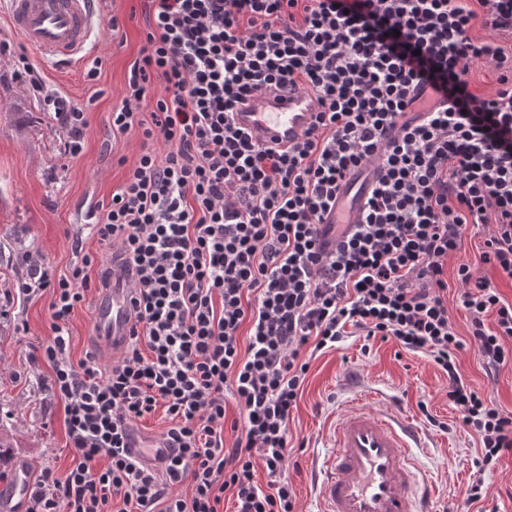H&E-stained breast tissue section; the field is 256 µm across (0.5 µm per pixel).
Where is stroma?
<instances>
[{
	"instance_id": "stroma-1",
	"label": "stroma",
	"mask_w": 512,
	"mask_h": 512,
	"mask_svg": "<svg viewBox=\"0 0 512 512\" xmlns=\"http://www.w3.org/2000/svg\"><path fill=\"white\" fill-rule=\"evenodd\" d=\"M96 10L102 25L92 38L91 52L68 66L42 60L0 13V308L6 312L0 324V412L9 415L16 441L0 473L9 476L24 460L33 470L49 467L60 477L71 463L63 406L46 403L38 378L48 368L31 358L34 345L50 333L51 297L23 301L11 295L26 277L24 256L38 255L59 275L68 273L83 254H102L82 215L89 206L110 199L122 183L126 169L119 157L131 162L139 154L138 131L113 135L109 114L123 98L128 70L143 43V0H98ZM113 17L119 20L115 29L109 25ZM23 57L40 71L43 94L24 92L19 85L16 72ZM96 57L102 60L101 75L90 82L85 73ZM47 93L87 106L88 127L79 156L63 155L59 133L43 108ZM93 351L102 363L113 359L94 335L87 304L70 324L69 356L76 362ZM458 362L468 383L512 411V365L488 377L471 347L459 352ZM447 392V377L427 357L361 330L313 358L289 422L293 439L306 442L303 450L292 451L286 464L297 512H320L313 473L332 448L337 419L360 397L370 411L406 417L420 431L421 446L414 455L438 488L435 512H458L462 493L478 477L486 494L471 512H512V454L480 469L479 451L460 427Z\"/></svg>"
}]
</instances>
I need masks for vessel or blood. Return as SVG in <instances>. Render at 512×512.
<instances>
[{
	"instance_id": "obj_1",
	"label": "vessel or blood",
	"mask_w": 512,
	"mask_h": 512,
	"mask_svg": "<svg viewBox=\"0 0 512 512\" xmlns=\"http://www.w3.org/2000/svg\"><path fill=\"white\" fill-rule=\"evenodd\" d=\"M94 0H0L13 29L40 57L76 60L91 44L100 20ZM316 99L301 93L253 97L235 115L239 126L256 139L291 145L302 139ZM376 172L367 169L344 183L331 221L353 224ZM132 280L121 264H113L108 288L93 310L96 333L111 352L124 349L131 327ZM421 436L407 419L377 414L357 406L337 421L333 449L320 466L322 512H429L435 493L412 451ZM33 472L20 464L9 485L0 487V512H26Z\"/></svg>"
}]
</instances>
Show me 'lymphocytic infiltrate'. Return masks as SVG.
<instances>
[{"label":"lymphocytic infiltrate","mask_w":512,"mask_h":512,"mask_svg":"<svg viewBox=\"0 0 512 512\" xmlns=\"http://www.w3.org/2000/svg\"><path fill=\"white\" fill-rule=\"evenodd\" d=\"M146 10L109 116L113 133L139 131L140 153L93 226L135 282L118 360L68 357L88 289L109 284L98 257L60 276L27 258L16 287L26 299L52 293L33 360L49 368L39 384L63 406L73 455L64 478L41 470L27 512H223L229 496L235 512H295L281 476L290 414L313 356L351 326L446 374L483 465L512 453V411L456 362L471 342L486 374L512 364V302L474 265L448 268L482 228L477 263L512 279V0H146ZM477 60L494 69L493 95L471 88ZM288 89L320 106L302 140L265 144L236 125L256 94ZM44 102L65 152L80 154L86 108ZM363 167L377 168L375 185L357 224L336 228L326 218L340 186ZM452 278L464 338L448 311ZM159 410L170 453L155 468L131 455L130 431Z\"/></svg>","instance_id":"lymphocytic-infiltrate-1"}]
</instances>
